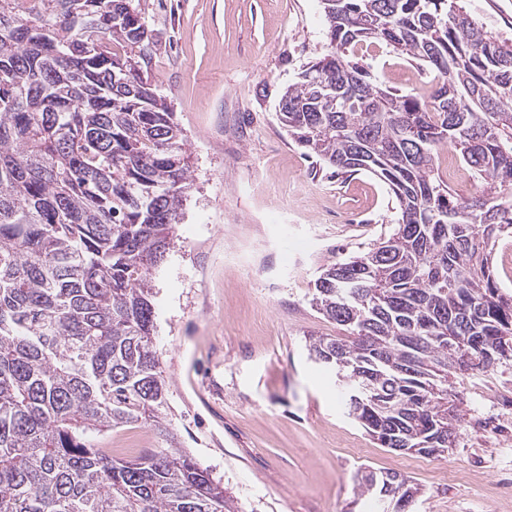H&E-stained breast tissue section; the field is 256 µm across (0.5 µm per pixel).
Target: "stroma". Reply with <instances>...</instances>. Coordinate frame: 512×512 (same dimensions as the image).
<instances>
[{
  "mask_svg": "<svg viewBox=\"0 0 512 512\" xmlns=\"http://www.w3.org/2000/svg\"><path fill=\"white\" fill-rule=\"evenodd\" d=\"M141 2L193 179L180 240L155 272V344L180 447L239 512H372L353 481L363 467L417 484L408 512H512L498 488L512 418L500 438L479 432L489 398L512 394L511 361L461 380L466 424L440 458L380 447L308 356L306 337L344 333L307 301L321 267L367 250L397 219L383 181L326 176L276 118L282 89L324 50L321 0ZM463 5L512 41V0ZM354 59L401 93L431 79L384 47H357Z\"/></svg>",
  "mask_w": 512,
  "mask_h": 512,
  "instance_id": "35a3bbf8",
  "label": "stroma"
}]
</instances>
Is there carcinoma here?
Returning a JSON list of instances; mask_svg holds the SVG:
<instances>
[{
	"label": "carcinoma",
	"instance_id": "cac0c4a2",
	"mask_svg": "<svg viewBox=\"0 0 512 512\" xmlns=\"http://www.w3.org/2000/svg\"><path fill=\"white\" fill-rule=\"evenodd\" d=\"M327 47L281 94L293 140L339 173L367 171L399 217L369 250L331 262L309 303L345 336H310L348 414L384 448L441 457L467 374L512 360V296L493 247L512 233V43L461 0H322ZM383 11L377 28L367 26ZM132 0H0V512H234L169 430L154 343L156 252L193 187L186 138ZM436 72L426 95L373 80L363 44ZM479 175L463 198L444 147ZM147 425L169 442L130 459L91 437ZM359 495L419 488L358 471Z\"/></svg>",
	"mask_w": 512,
	"mask_h": 512
}]
</instances>
